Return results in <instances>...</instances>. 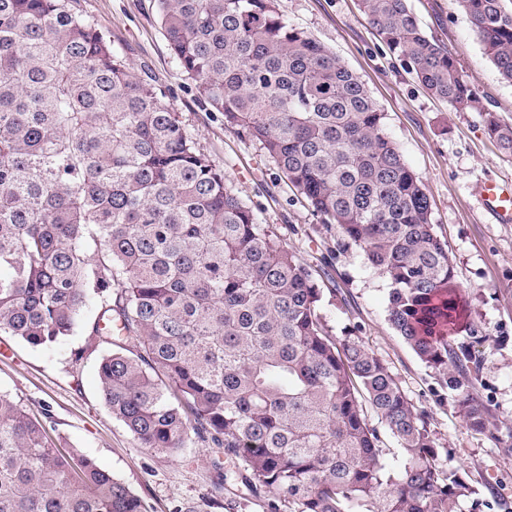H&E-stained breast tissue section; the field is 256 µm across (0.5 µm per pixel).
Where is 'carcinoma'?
<instances>
[{
	"mask_svg": "<svg viewBox=\"0 0 512 512\" xmlns=\"http://www.w3.org/2000/svg\"><path fill=\"white\" fill-rule=\"evenodd\" d=\"M512 82V0H457ZM169 48L224 126L256 144L336 247L390 281L389 320L470 428H496L457 337L466 305L419 177L364 83L293 28L277 0H157ZM432 96L479 112L512 155V126L407 0H359ZM312 269L224 182L151 80L69 0H0V334L105 345V403L145 448L192 429L238 462L273 512H481L437 462L426 414L364 343L337 339ZM93 318H84L86 310ZM139 347L127 352L124 340ZM399 443L385 459L366 407ZM0 512H145L128 485L0 392Z\"/></svg>",
	"mask_w": 512,
	"mask_h": 512,
	"instance_id": "1",
	"label": "carcinoma"
}]
</instances>
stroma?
I'll return each mask as SVG.
<instances>
[{
  "instance_id": "35a3bbf8",
  "label": "stroma",
  "mask_w": 512,
  "mask_h": 512,
  "mask_svg": "<svg viewBox=\"0 0 512 512\" xmlns=\"http://www.w3.org/2000/svg\"><path fill=\"white\" fill-rule=\"evenodd\" d=\"M284 19L336 54L365 84L384 112L385 131L422 181L434 229L448 243L455 284L467 301L466 325L481 361L476 395L498 427L497 437L473 431L451 393L417 357L387 316L390 285L348 246L327 253L318 218L277 176L270 158L225 129L224 118L201 102L194 80L174 59L156 0H70L89 16L134 76H150L168 96L187 134L223 171L229 188L274 225L289 252L311 266L325 291L323 316L333 335L367 345L390 368L407 397L426 412L439 461L465 472L481 497L512 501V224H496L479 199L482 182L512 181V158L487 137L483 117L429 96L371 29L356 0H278ZM423 29L448 47L500 119L512 125V83L487 57L457 0H409ZM341 288L336 299L333 288ZM104 351L84 334L62 345L33 348L0 335V392L41 420L60 448L74 449L126 483L147 512H271L237 468L224 469L216 487L214 453L197 437L174 455L143 448L106 405L97 362Z\"/></svg>"
}]
</instances>
